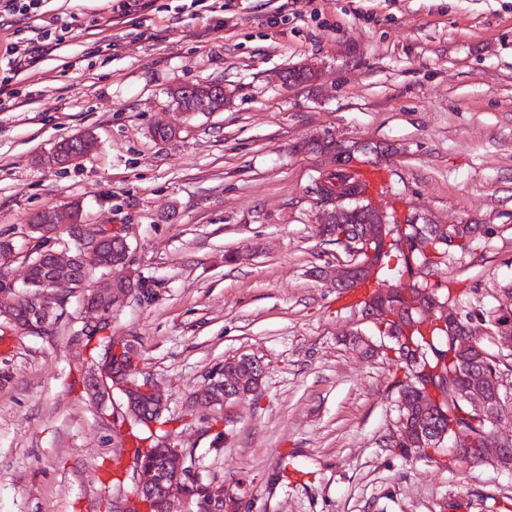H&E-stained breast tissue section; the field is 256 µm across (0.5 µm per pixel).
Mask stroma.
<instances>
[{
  "mask_svg": "<svg viewBox=\"0 0 512 512\" xmlns=\"http://www.w3.org/2000/svg\"><path fill=\"white\" fill-rule=\"evenodd\" d=\"M224 28L191 0H155L111 25L108 0H50L65 40L8 78L6 47L38 23L0 22V275L23 285L29 218L77 202L117 225L131 268L154 284L112 308L113 340H135L165 397L163 429L206 483L244 493L241 512H502L512 470L391 454L399 393L383 358L353 345L360 312L315 277L349 262L318 233L328 137L387 175L405 215L477 224L468 252L438 268L500 361L499 434L512 436V356L494 322L512 310V0H223ZM99 26H90L91 18ZM311 81L285 85L289 70ZM224 87L218 112H179L184 82ZM174 138L154 139L156 125ZM80 132L97 149L44 164ZM47 334L0 318V512H111L131 495L127 428L87 397L94 354L72 294ZM258 358V393L215 410L194 394L226 358Z\"/></svg>",
  "mask_w": 512,
  "mask_h": 512,
  "instance_id": "1",
  "label": "stroma"
}]
</instances>
